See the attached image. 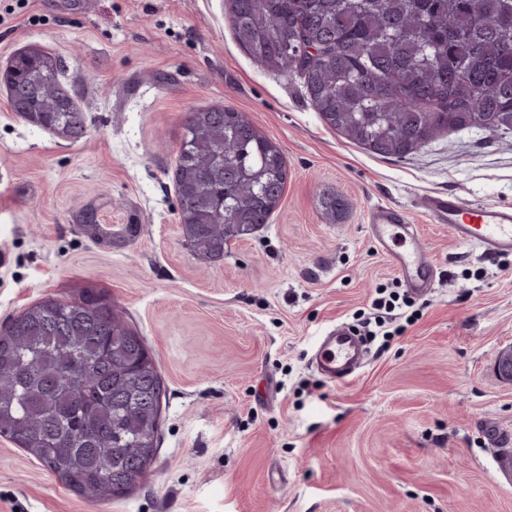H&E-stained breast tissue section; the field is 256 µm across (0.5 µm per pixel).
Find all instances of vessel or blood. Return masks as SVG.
<instances>
[{
	"instance_id": "1",
	"label": "vessel or blood",
	"mask_w": 512,
	"mask_h": 512,
	"mask_svg": "<svg viewBox=\"0 0 512 512\" xmlns=\"http://www.w3.org/2000/svg\"><path fill=\"white\" fill-rule=\"evenodd\" d=\"M423 208L435 222L447 225L462 245H473L491 256L512 255V205H468L451 194L426 197ZM371 236L389 267L411 295L425 297L435 282L430 256L415 244L409 216L394 207L375 208L369 216ZM366 359L365 344L339 324L322 336L310 359L327 382L345 384L358 375Z\"/></svg>"
}]
</instances>
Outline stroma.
I'll use <instances>...</instances> for the list:
<instances>
[{
	"label": "stroma",
	"instance_id": "stroma-1",
	"mask_svg": "<svg viewBox=\"0 0 512 512\" xmlns=\"http://www.w3.org/2000/svg\"><path fill=\"white\" fill-rule=\"evenodd\" d=\"M60 56L88 117L70 143L22 120L0 87V322L95 287L151 350L167 386L156 460L130 496H76L0 438V512H512L491 429L512 432V255L481 256L419 208L428 194L512 204V135L438 134L380 157L328 127L299 77L236 41L228 0H0V67ZM230 106L283 151L270 224L198 258L171 169L187 113ZM333 192L345 208L328 219ZM416 224L434 292L366 367L326 383L308 359L337 324L405 287L370 240L371 209ZM112 227L87 235V217Z\"/></svg>",
	"mask_w": 512,
	"mask_h": 512
}]
</instances>
